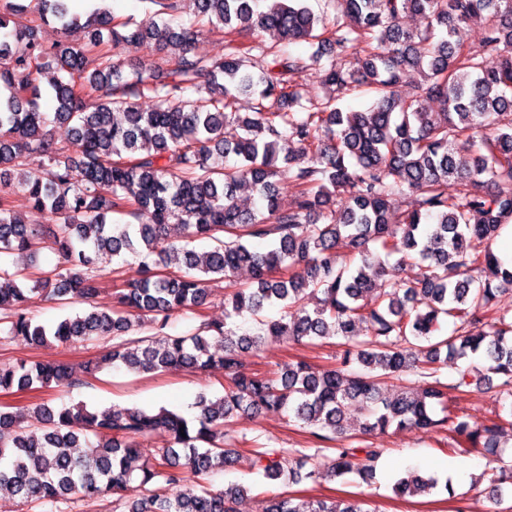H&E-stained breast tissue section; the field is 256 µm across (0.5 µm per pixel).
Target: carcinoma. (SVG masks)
Wrapping results in <instances>:
<instances>
[{"label":"carcinoma","mask_w":512,"mask_h":512,"mask_svg":"<svg viewBox=\"0 0 512 512\" xmlns=\"http://www.w3.org/2000/svg\"><path fill=\"white\" fill-rule=\"evenodd\" d=\"M195 19L173 24L113 23L99 10L86 20L70 0H38V19L26 0H0V252H27L45 244L58 264L28 285L20 271L0 267V321L5 334L32 345L93 336L113 340L107 359L130 372L214 368L224 371V395L202 396L198 415L186 419L165 408L90 411L84 405L34 409L39 427H19L0 410V490L28 505L65 502L81 493L120 497L124 512H236L246 487L212 491L200 484L215 469L233 466L224 447L233 418L254 409L286 415L343 437L360 432L446 428L457 446L493 453L498 434L512 426V321L492 316L500 287H512L491 245L512 220V0H336V21L316 15L303 0H189ZM409 14L422 28L401 24ZM224 28L222 60L192 53L197 18ZM483 20L478 43L468 27ZM59 25L50 47L37 38L39 23ZM84 25L88 45L150 44L174 49L167 64L145 63L135 79L104 55L88 67L86 50L69 42ZM282 42H306L307 56L261 50L247 54L255 31ZM315 66L325 97L314 104L292 84ZM53 68L55 111H41L37 74ZM423 79L401 87L414 71ZM372 94L364 111H344L351 89ZM260 102L245 115L233 111L242 94ZM178 103H172L173 97ZM434 102L429 112L424 104ZM71 122L73 149L56 146L48 125ZM237 157L221 167L213 156ZM251 184L264 202L258 216L239 205L236 190ZM454 192H448V186ZM24 190L34 213L52 212L55 224L18 218L8 197ZM293 189L294 204L280 196ZM342 213L330 210L337 197ZM408 199L400 211L392 197ZM184 237L171 234L173 226ZM277 238L265 252L244 238ZM213 242L199 253L194 239ZM157 255L182 257L178 276L147 272L123 289L110 308L91 306L53 326L32 322L27 304L67 295L91 302L99 292L96 258L117 263ZM398 256L392 267L382 257ZM412 280L398 276L407 264ZM246 268L249 288L224 297L228 320L246 311L259 317L255 333L228 323L208 327L213 336L166 332L173 313L191 312L210 295L211 283L232 281ZM281 306L277 319L260 314ZM457 324L439 334L440 320ZM369 331L360 339V326ZM152 335L133 337L143 329ZM267 336L296 341L337 337L340 365L301 361L272 376L247 373L240 353L258 350ZM484 363L499 384L485 382L474 364L456 367L452 386L485 384L495 392L491 424L448 408L436 378L448 360ZM411 372L423 379L417 392L388 398L382 384ZM75 383L69 367L20 360L0 367V390ZM156 431L169 445L142 458L140 439ZM92 432L95 443L86 433ZM325 462L332 477H375L379 448H334ZM284 451L252 453L251 466L271 480H316L321 472L286 474ZM449 484L414 471L392 486L398 496L430 493ZM495 504L512 498V475L490 480ZM266 512H369L361 500L302 504L278 494Z\"/></svg>","instance_id":"cac0c4a2"}]
</instances>
